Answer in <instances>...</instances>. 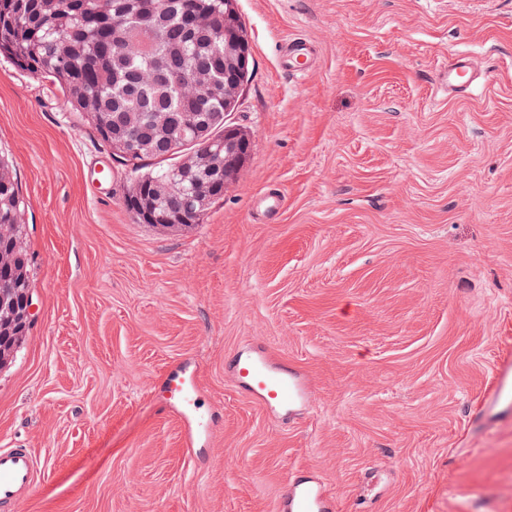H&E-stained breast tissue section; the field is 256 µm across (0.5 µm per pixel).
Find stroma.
<instances>
[{"mask_svg": "<svg viewBox=\"0 0 512 512\" xmlns=\"http://www.w3.org/2000/svg\"><path fill=\"white\" fill-rule=\"evenodd\" d=\"M241 168L200 223H137L134 176L50 80L0 57V158L24 200L33 316L0 367L22 512H278L309 469L336 512H512V0H236ZM311 42L315 66H281ZM488 82L447 95L454 54ZM278 195L265 215L260 197ZM310 375L269 410L224 367ZM197 384L207 434L159 390ZM316 55L311 43L304 39H289L283 56L284 67L290 73L302 74L315 64Z\"/></svg>", "mask_w": 512, "mask_h": 512, "instance_id": "obj_1", "label": "stroma"}]
</instances>
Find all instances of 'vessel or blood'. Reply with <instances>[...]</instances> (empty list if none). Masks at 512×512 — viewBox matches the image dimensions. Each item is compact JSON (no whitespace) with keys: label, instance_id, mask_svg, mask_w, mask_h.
Returning <instances> with one entry per match:
<instances>
[{"label":"vessel or blood","instance_id":"vessel-or-blood-1","mask_svg":"<svg viewBox=\"0 0 512 512\" xmlns=\"http://www.w3.org/2000/svg\"><path fill=\"white\" fill-rule=\"evenodd\" d=\"M316 55L311 43L304 39L289 40L283 56L286 70L293 74L309 71ZM477 75L466 54H458L448 68L438 72L437 81L451 94L468 92ZM229 366L240 387L262 403L281 407L308 401L311 382L308 376L284 369L268 350L259 353L239 352ZM175 402L194 406L193 386L178 374H168L162 381ZM40 469L33 453L26 448H0V506L20 512L28 493L35 487ZM279 512H334V495L310 471L295 472L279 503Z\"/></svg>","mask_w":512,"mask_h":512}]
</instances>
